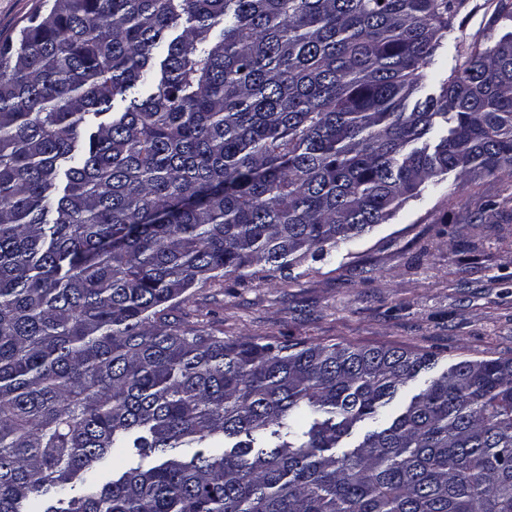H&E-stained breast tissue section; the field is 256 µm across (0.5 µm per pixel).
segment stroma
Wrapping results in <instances>:
<instances>
[{
  "label": "stroma",
  "mask_w": 512,
  "mask_h": 512,
  "mask_svg": "<svg viewBox=\"0 0 512 512\" xmlns=\"http://www.w3.org/2000/svg\"><path fill=\"white\" fill-rule=\"evenodd\" d=\"M498 0H464L433 66L435 81L474 40L500 37ZM501 204L498 222L461 220L457 200ZM173 312L225 338L398 346L435 356L438 369L464 359L512 358V178L428 181L387 223L292 267L285 282L244 270L192 289Z\"/></svg>",
  "instance_id": "1"
}]
</instances>
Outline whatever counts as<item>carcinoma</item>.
I'll use <instances>...</instances> for the list:
<instances>
[{
  "label": "carcinoma",
  "mask_w": 512,
  "mask_h": 512,
  "mask_svg": "<svg viewBox=\"0 0 512 512\" xmlns=\"http://www.w3.org/2000/svg\"><path fill=\"white\" fill-rule=\"evenodd\" d=\"M462 4L50 0L0 44V512H512V358L394 410L433 355L171 318L512 177V31L418 96Z\"/></svg>",
  "instance_id": "carcinoma-1"
}]
</instances>
